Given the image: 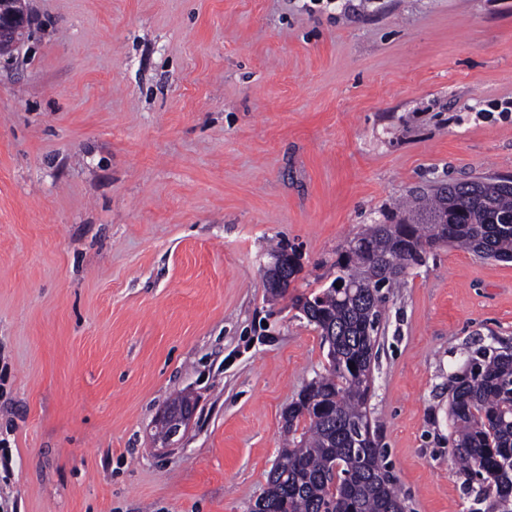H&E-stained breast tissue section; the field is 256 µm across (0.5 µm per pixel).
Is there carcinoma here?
I'll return each instance as SVG.
<instances>
[{
    "label": "carcinoma",
    "instance_id": "1",
    "mask_svg": "<svg viewBox=\"0 0 512 512\" xmlns=\"http://www.w3.org/2000/svg\"><path fill=\"white\" fill-rule=\"evenodd\" d=\"M441 245L512 262V186L478 177L442 184L402 208L393 224H370L347 243L334 282L295 299L327 345L324 372L283 415L286 436L254 512H403L371 426L375 347L393 290ZM452 378L448 447L479 477L493 512H512V353L482 351Z\"/></svg>",
    "mask_w": 512,
    "mask_h": 512
}]
</instances>
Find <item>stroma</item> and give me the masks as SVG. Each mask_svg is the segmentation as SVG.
<instances>
[{
    "mask_svg": "<svg viewBox=\"0 0 512 512\" xmlns=\"http://www.w3.org/2000/svg\"><path fill=\"white\" fill-rule=\"evenodd\" d=\"M29 8L0 56V512H251L327 364L295 297L407 196L512 179V0ZM507 346L512 262L443 245L391 297L368 405L407 512H491L449 379ZM292 250V249H291ZM297 257L295 270H294V278L298 274L300 270L299 256L297 255L295 250H292ZM295 261V256L288 251L282 252L278 255H272V261L266 267L264 271V281L266 284V288H288L291 285V278H288V269ZM195 400L192 398L182 408L173 409L166 408L163 410L158 419L160 422V429L162 433L158 435L157 439L161 442L163 448L176 447L182 435L188 429L194 415H195ZM179 437L178 439H176Z\"/></svg>",
    "mask_w": 512,
    "mask_h": 512,
    "instance_id": "1",
    "label": "stroma"
}]
</instances>
